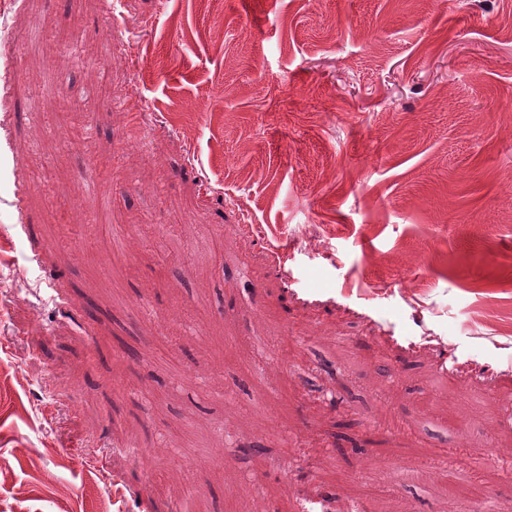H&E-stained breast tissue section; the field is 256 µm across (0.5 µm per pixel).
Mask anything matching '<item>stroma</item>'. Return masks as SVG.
<instances>
[{"label":"stroma","mask_w":512,"mask_h":512,"mask_svg":"<svg viewBox=\"0 0 512 512\" xmlns=\"http://www.w3.org/2000/svg\"><path fill=\"white\" fill-rule=\"evenodd\" d=\"M0 20V512H512V0Z\"/></svg>","instance_id":"obj_1"}]
</instances>
